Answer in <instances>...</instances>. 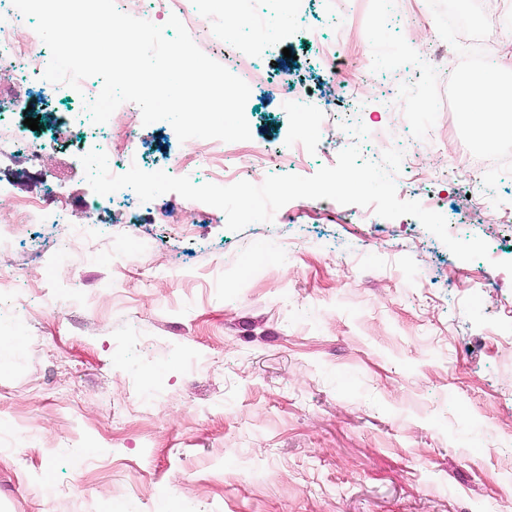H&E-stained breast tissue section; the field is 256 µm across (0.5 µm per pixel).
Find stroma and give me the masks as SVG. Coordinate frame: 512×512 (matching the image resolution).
Masks as SVG:
<instances>
[{
  "instance_id": "obj_1",
  "label": "stroma",
  "mask_w": 512,
  "mask_h": 512,
  "mask_svg": "<svg viewBox=\"0 0 512 512\" xmlns=\"http://www.w3.org/2000/svg\"><path fill=\"white\" fill-rule=\"evenodd\" d=\"M355 0L341 64L321 56L336 19L324 0L290 8L266 37L268 77L246 104L263 160L244 167L314 175L352 136L363 159L410 152L397 195L446 201L458 239L480 237L488 259L462 261L412 216L297 199L279 220L229 231L170 192L131 198L113 220L125 235L103 266L73 253L49 264L65 227L31 224L0 243V512H512V164L478 204L479 185L438 180L481 161L458 105L454 72L512 59V0ZM401 76L373 62L380 45L425 59ZM324 113L289 107L293 88ZM428 101L418 111V101ZM300 159L278 149L296 132ZM146 167L186 151L171 125H140ZM52 164L0 162V184L37 195ZM139 221L127 223L128 213Z\"/></svg>"
}]
</instances>
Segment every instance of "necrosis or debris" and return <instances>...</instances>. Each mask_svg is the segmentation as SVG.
Here are the masks:
<instances>
[{
	"instance_id": "obj_1",
	"label": "necrosis or debris",
	"mask_w": 512,
	"mask_h": 512,
	"mask_svg": "<svg viewBox=\"0 0 512 512\" xmlns=\"http://www.w3.org/2000/svg\"><path fill=\"white\" fill-rule=\"evenodd\" d=\"M123 13L150 22L177 16L196 45L206 53H216L225 42L224 32L211 24L207 0H117ZM277 19L276 12L252 13L247 18L253 30L251 40L236 43L227 59L233 74L252 84L262 80L263 74L256 65L260 53L262 34ZM50 52L33 29L31 18L21 15L12 6V0H0V111H17L22 101L29 98L37 85L42 84V74L49 62ZM142 121L141 113H133L131 124L115 128L111 124L96 125L86 110L74 112L71 119L55 126L49 139L39 140L27 136L20 126L0 121V151L24 155L30 161H40L49 151L60 152L69 146L78 150H103L110 156L109 169L120 175L131 165L142 164L141 148L137 143L135 127ZM191 150L172 165V172H179L196 159L209 160L213 184L229 186L238 178L237 171L226 169L223 164L224 144L216 139L194 138ZM128 189L118 193L97 196L83 209L82 217H75L64 206L55 190H48L39 197H20L14 200L10 221L0 224V239L15 237L30 224H65L70 238L80 235L81 223L103 224L112 201L125 198Z\"/></svg>"
}]
</instances>
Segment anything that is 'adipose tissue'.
<instances>
[{
    "label": "adipose tissue",
    "mask_w": 512,
    "mask_h": 512,
    "mask_svg": "<svg viewBox=\"0 0 512 512\" xmlns=\"http://www.w3.org/2000/svg\"><path fill=\"white\" fill-rule=\"evenodd\" d=\"M501 63L465 73L461 80L462 112L477 127L486 147H493L501 133L512 130V80H504Z\"/></svg>",
    "instance_id": "ef3b65f1"
}]
</instances>
